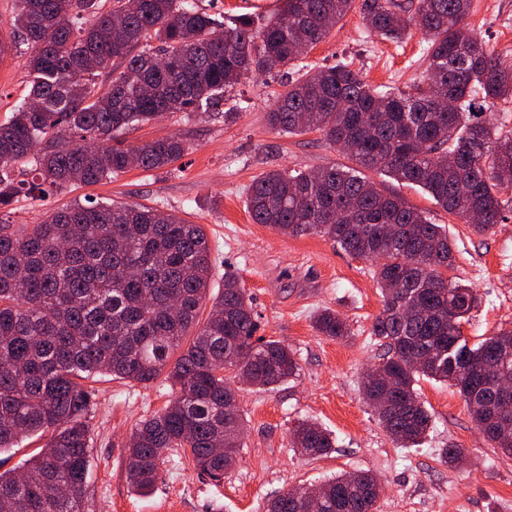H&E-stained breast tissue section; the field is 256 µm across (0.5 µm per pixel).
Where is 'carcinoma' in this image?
Wrapping results in <instances>:
<instances>
[{"label": "carcinoma", "instance_id": "obj_1", "mask_svg": "<svg viewBox=\"0 0 512 512\" xmlns=\"http://www.w3.org/2000/svg\"><path fill=\"white\" fill-rule=\"evenodd\" d=\"M355 0H283L263 19H219L193 0H14L0 55L28 46L27 101L0 123V212L19 196L43 198L96 185L131 168L158 170L188 150L178 136L126 145L117 134L160 114L220 109L251 74H288L326 38ZM472 0H363L371 37L427 43L419 81L378 90L351 63L287 81L266 113L271 129L316 131L357 165L420 186L479 234L504 219L512 190V132L483 112L512 99V63L493 53L466 20ZM124 71L108 86L99 71ZM26 168L18 180L15 170ZM252 220L284 235L314 233L347 254L378 259L383 307L371 333L385 353L361 384L365 402L393 442L419 444L431 418L415 385L421 377L457 389L485 441L512 457V396L487 398L478 365L512 376V328L471 346L462 325L474 289L443 275L453 264L448 232L355 168L272 170L254 179ZM212 262L205 229L160 207L76 200L40 224H0V453L44 439L18 468L0 473V512H89L92 453L88 380L98 374L148 385L165 375L178 388L142 421L127 448V480L150 492L181 451L200 474L221 481L236 462L244 427L240 385L268 390L299 370L292 349L256 336L246 289L224 278L207 317L201 310ZM315 329H348L324 309ZM230 372L231 376L224 375ZM293 447L323 455L332 434L305 420ZM318 512H377L381 484L369 471L320 484ZM308 489L266 501L264 512H308Z\"/></svg>", "mask_w": 512, "mask_h": 512}]
</instances>
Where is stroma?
I'll list each match as a JSON object with an SVG mask.
<instances>
[{"label": "stroma", "instance_id": "stroma-1", "mask_svg": "<svg viewBox=\"0 0 512 512\" xmlns=\"http://www.w3.org/2000/svg\"><path fill=\"white\" fill-rule=\"evenodd\" d=\"M470 28L503 59L512 61V0H473ZM420 31L396 44L368 36L358 9L330 35L308 49L301 65L311 68L353 62L374 87L409 88L421 70ZM26 46L0 66V121L27 94ZM281 91L275 75L248 76L232 90L226 107L238 117L170 114L125 133L129 142L176 135L187 153L173 166L133 169L94 186H71L43 201L19 199L13 224H38L46 213L87 196L160 206L207 233L212 259L210 297L226 277L236 278L251 297L258 335L283 341L300 364L298 376L269 391L238 394L245 428L235 466L222 482L203 477L185 457L168 463L154 491L137 494L126 479V443L141 420L162 408L174 391L164 379L149 385L99 376L96 405L88 423L92 462L86 497L94 512H262L267 499L312 486L344 472L369 471L383 486L378 512H512V457L479 435L454 388L421 379L417 390L432 428L411 448L398 447L365 404L361 379L379 363L382 347L371 334L382 309L374 262L353 257L315 234L284 235L254 223L245 204L253 179L272 169H317L348 164L320 133L280 135L266 120ZM384 191L403 197L442 225L454 253L449 279L475 288L480 306L462 331L475 343L512 327V211L491 233L479 235L448 215L420 187L368 171ZM335 310L348 325L341 339L319 335L313 316ZM328 429L336 446L311 457L292 448L299 420ZM461 448L466 465L451 468L442 448Z\"/></svg>", "mask_w": 512, "mask_h": 512}]
</instances>
